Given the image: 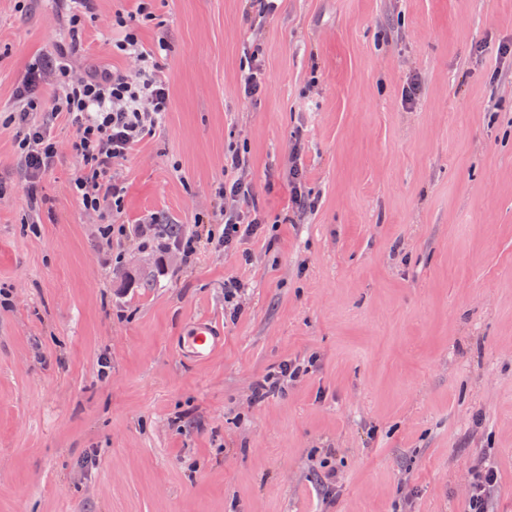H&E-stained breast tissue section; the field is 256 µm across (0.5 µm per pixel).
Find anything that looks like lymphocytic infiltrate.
Returning <instances> with one entry per match:
<instances>
[{"mask_svg":"<svg viewBox=\"0 0 512 512\" xmlns=\"http://www.w3.org/2000/svg\"><path fill=\"white\" fill-rule=\"evenodd\" d=\"M69 14L68 45L45 61L32 64L13 95L8 121L15 129L17 153L27 176L26 195L32 213L44 201L39 191L43 176L57 157L53 127L66 117L74 129L73 151L77 167L72 190L84 208L105 215L119 210L124 187L114 180L112 169L125 161L138 144L153 135L169 110L170 92L162 77L161 58L167 49L164 37L149 45L136 35L125 34L116 50L135 65L134 72L114 68L76 71L74 54L80 48L82 17L92 10V0H65ZM51 87L42 98L43 87ZM243 161L237 154L224 158V198L229 207L206 233L208 243L228 248L256 234L258 217L242 210L253 189L242 180ZM103 235L139 241L141 249L177 250L183 257L195 252V231L162 235L156 218L136 224H108Z\"/></svg>","mask_w":512,"mask_h":512,"instance_id":"1","label":"lymphocytic infiltrate"}]
</instances>
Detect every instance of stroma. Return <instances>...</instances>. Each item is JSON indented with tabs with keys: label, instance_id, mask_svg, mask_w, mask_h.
Listing matches in <instances>:
<instances>
[{
	"label": "stroma",
	"instance_id": "1",
	"mask_svg": "<svg viewBox=\"0 0 512 512\" xmlns=\"http://www.w3.org/2000/svg\"><path fill=\"white\" fill-rule=\"evenodd\" d=\"M145 4L170 110L108 220L209 228L235 152L264 222L188 261L103 249L60 119L31 228L0 115V512H466L481 459L512 512V0H279L257 34L244 0ZM136 8L93 0L83 66L130 69L114 20ZM67 26L55 0H0V108ZM286 361L303 374L254 401ZM214 333L209 323L200 322L191 335L186 337L185 344L191 349L192 356L196 360L208 359L214 345Z\"/></svg>",
	"mask_w": 512,
	"mask_h": 512
}]
</instances>
